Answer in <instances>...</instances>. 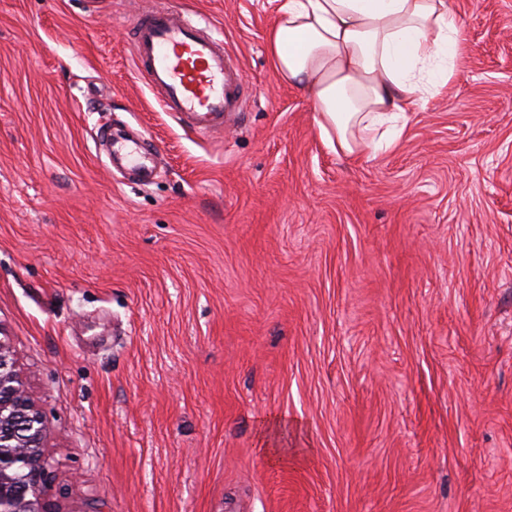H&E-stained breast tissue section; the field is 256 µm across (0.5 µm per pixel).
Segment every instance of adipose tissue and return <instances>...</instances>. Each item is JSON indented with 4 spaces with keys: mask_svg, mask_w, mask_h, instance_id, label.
Instances as JSON below:
<instances>
[{
    "mask_svg": "<svg viewBox=\"0 0 512 512\" xmlns=\"http://www.w3.org/2000/svg\"><path fill=\"white\" fill-rule=\"evenodd\" d=\"M467 49L448 0H283L266 38L281 81L304 92L326 145L389 149L407 112L454 79Z\"/></svg>",
    "mask_w": 512,
    "mask_h": 512,
    "instance_id": "ef3b65f1",
    "label": "adipose tissue"
}]
</instances>
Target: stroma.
<instances>
[{
  "mask_svg": "<svg viewBox=\"0 0 512 512\" xmlns=\"http://www.w3.org/2000/svg\"><path fill=\"white\" fill-rule=\"evenodd\" d=\"M252 95L223 136L138 79L135 0H0V340L60 512H512V0L388 151L325 145L277 0H165ZM151 138L107 169L102 124Z\"/></svg>",
  "mask_w": 512,
  "mask_h": 512,
  "instance_id": "obj_1",
  "label": "stroma"
}]
</instances>
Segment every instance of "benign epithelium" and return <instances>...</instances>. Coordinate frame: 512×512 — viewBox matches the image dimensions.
<instances>
[{"label": "benign epithelium", "instance_id": "1", "mask_svg": "<svg viewBox=\"0 0 512 512\" xmlns=\"http://www.w3.org/2000/svg\"><path fill=\"white\" fill-rule=\"evenodd\" d=\"M45 433L14 356L0 340V512H57L40 493L48 467Z\"/></svg>", "mask_w": 512, "mask_h": 512}]
</instances>
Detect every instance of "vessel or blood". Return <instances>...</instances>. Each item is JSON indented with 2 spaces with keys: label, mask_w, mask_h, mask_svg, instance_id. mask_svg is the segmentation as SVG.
I'll return each instance as SVG.
<instances>
[{
  "label": "vessel or blood",
  "mask_w": 512,
  "mask_h": 512,
  "mask_svg": "<svg viewBox=\"0 0 512 512\" xmlns=\"http://www.w3.org/2000/svg\"><path fill=\"white\" fill-rule=\"evenodd\" d=\"M130 41L136 72L163 111L200 137L223 134L250 94L223 35L182 11L146 0ZM96 137L110 145L113 158L149 178L153 159L146 142L115 134L108 126Z\"/></svg>",
  "instance_id": "1"
}]
</instances>
